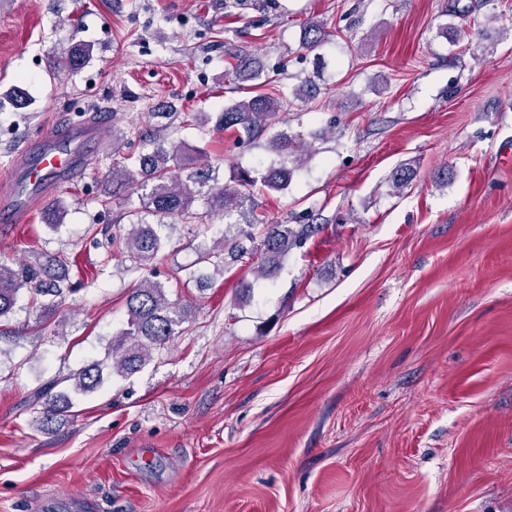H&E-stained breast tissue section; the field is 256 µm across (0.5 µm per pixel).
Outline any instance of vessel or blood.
I'll list each match as a JSON object with an SVG mask.
<instances>
[{"label":"vessel or blood","instance_id":"b4317fda","mask_svg":"<svg viewBox=\"0 0 512 512\" xmlns=\"http://www.w3.org/2000/svg\"><path fill=\"white\" fill-rule=\"evenodd\" d=\"M104 122L100 116L77 125L61 123L25 150L7 176L10 200L0 206V222L24 221L31 207L52 187L78 177L88 165L83 145L97 138Z\"/></svg>","mask_w":512,"mask_h":512}]
</instances>
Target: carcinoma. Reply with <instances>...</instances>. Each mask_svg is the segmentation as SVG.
Wrapping results in <instances>:
<instances>
[{
    "label": "carcinoma",
    "mask_w": 512,
    "mask_h": 512,
    "mask_svg": "<svg viewBox=\"0 0 512 512\" xmlns=\"http://www.w3.org/2000/svg\"><path fill=\"white\" fill-rule=\"evenodd\" d=\"M325 40L320 28L311 25L304 29L303 45L312 50ZM91 45L76 42L67 50L65 65L71 69L81 67L90 59ZM235 70L258 81L260 69L252 65L246 56L237 57ZM280 108L279 103L266 95L236 100L217 113L214 128L230 130L238 139L251 140L267 129ZM159 119L156 133L148 140L149 149L139 160V172L134 175L124 166H112V190L116 191L134 182L145 189L141 195V211L137 222L123 229L116 240L117 245L140 268L149 267L162 247L161 238L153 228L168 217H178L187 224L214 223L218 216L224 224L221 235L213 240V247L229 252L233 259L241 261L258 254L261 267L277 268L288 253L299 247L318 230L316 224H267L253 213L249 206L251 198L242 191L252 186L255 180L245 173L238 174L237 185L217 186L212 169L198 164L183 150V145L169 139L167 130L168 112H155ZM185 172L180 175L174 168ZM290 170L286 163L269 168L261 178L263 187L271 191L288 188ZM67 266L51 258L41 261L36 256L19 269L0 263V323L13 313L20 290L29 287L34 297L46 299L43 311L53 313L58 299L71 291L66 285ZM185 320L184 312L169 301L165 288L149 278L140 281L127 299V322L112 337V371L128 374L151 356L153 350L165 345L175 335V328ZM70 389L76 395L95 392L103 384V369L91 364L73 373ZM58 383L51 382L42 388L43 399L41 427H47L64 407L70 397L57 392Z\"/></svg>",
    "instance_id": "carcinoma-1"
}]
</instances>
